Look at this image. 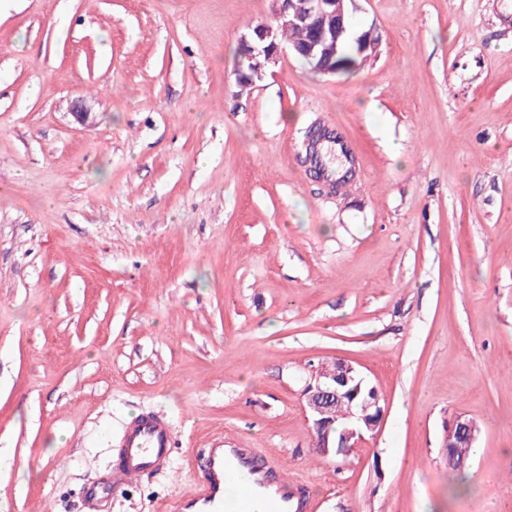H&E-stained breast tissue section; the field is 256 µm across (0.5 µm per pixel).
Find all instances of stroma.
<instances>
[{"label": "stroma", "instance_id": "obj_1", "mask_svg": "<svg viewBox=\"0 0 512 512\" xmlns=\"http://www.w3.org/2000/svg\"><path fill=\"white\" fill-rule=\"evenodd\" d=\"M272 20L0 0V512H81L148 412L169 468L104 512H158L218 445L265 451L313 512H512V0H358L360 68L286 51L241 89L239 41ZM316 124L347 189L309 173ZM339 359L386 414L323 456L304 393ZM459 416L478 452L454 495ZM476 436V426L475 424L466 418L461 416L456 417L452 423L448 426V431L446 434V438L444 441L445 448L449 450H453L452 453V461L455 462L459 467L463 468L467 461L468 455L465 453H460V457L458 459V454L455 450L458 448L461 451V448H468V453L470 448H474V440ZM476 451L477 448H474ZM454 467L459 468L456 464L448 461Z\"/></svg>", "mask_w": 512, "mask_h": 512}]
</instances>
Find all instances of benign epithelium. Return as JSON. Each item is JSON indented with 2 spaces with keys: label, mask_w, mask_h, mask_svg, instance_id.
Returning a JSON list of instances; mask_svg holds the SVG:
<instances>
[{
  "label": "benign epithelium",
  "mask_w": 512,
  "mask_h": 512,
  "mask_svg": "<svg viewBox=\"0 0 512 512\" xmlns=\"http://www.w3.org/2000/svg\"><path fill=\"white\" fill-rule=\"evenodd\" d=\"M274 23L260 24L240 39V72L248 84L262 80L284 50L281 31L300 28L310 31V38L290 49L303 56L312 68L326 75L336 74V53L346 37L353 34L349 25V6L356 0H319L317 12L306 10L299 0H273ZM306 407L312 428L318 435L317 451L328 456L358 448L365 435L375 434L385 417V407L375 387L351 364L337 361L333 369L320 373L305 389ZM344 406L347 411L338 412ZM476 436L475 424L461 416L448 425L444 447L452 450V461L464 467L465 453L455 450L471 448Z\"/></svg>",
  "instance_id": "benign-epithelium-1"
}]
</instances>
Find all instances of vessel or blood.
<instances>
[{"mask_svg": "<svg viewBox=\"0 0 512 512\" xmlns=\"http://www.w3.org/2000/svg\"><path fill=\"white\" fill-rule=\"evenodd\" d=\"M174 452V431L161 414L147 413L126 424L118 442V464L98 488L88 489L82 512H103L102 491L121 488L143 475L166 470ZM201 474L162 512H254L263 501L265 512H305L308 502L299 481L288 478L260 449L238 446L206 448L200 455ZM245 480V493L230 496L231 487Z\"/></svg>", "mask_w": 512, "mask_h": 512, "instance_id": "b4317fda", "label": "vessel or blood"}]
</instances>
